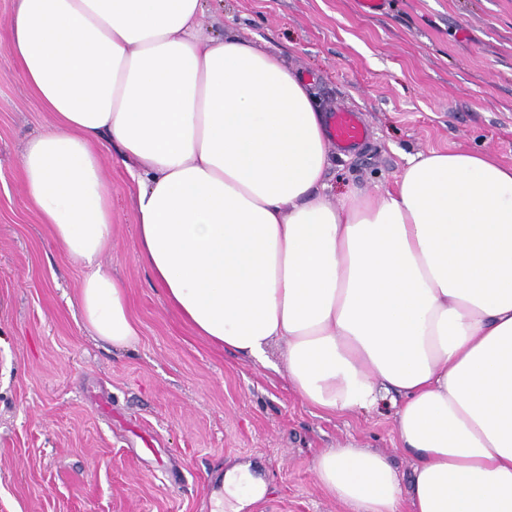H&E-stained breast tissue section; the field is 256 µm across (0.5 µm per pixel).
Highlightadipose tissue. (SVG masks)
<instances>
[{"label":"adipose tissue","mask_w":512,"mask_h":512,"mask_svg":"<svg viewBox=\"0 0 512 512\" xmlns=\"http://www.w3.org/2000/svg\"><path fill=\"white\" fill-rule=\"evenodd\" d=\"M204 0H18L8 50L54 124L22 162L28 197L82 268L97 336L136 342L105 273L102 154L137 186L138 255L215 345L264 360L326 412L397 405L389 458L332 448L318 483L353 512H512V166L410 156L386 193L328 199L330 139L310 86L235 33L201 38Z\"/></svg>","instance_id":"obj_1"}]
</instances>
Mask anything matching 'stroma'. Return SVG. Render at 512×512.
I'll return each mask as SVG.
<instances>
[{
	"mask_svg": "<svg viewBox=\"0 0 512 512\" xmlns=\"http://www.w3.org/2000/svg\"><path fill=\"white\" fill-rule=\"evenodd\" d=\"M17 0H0V512H234L214 491L248 467V512H352L316 480V457L355 446L414 457L396 410L322 412L291 387L280 346L265 362L207 342L167 305L136 251L129 176L102 157L112 194L103 270L127 287L140 336L115 349L79 306L82 270L30 205L21 161L53 121L10 55ZM225 29L280 55L322 109L361 114L369 140L331 151L332 194L394 185L407 155L479 151L512 165V0H207Z\"/></svg>",
	"mask_w": 512,
	"mask_h": 512,
	"instance_id": "obj_1",
	"label": "stroma"
}]
</instances>
